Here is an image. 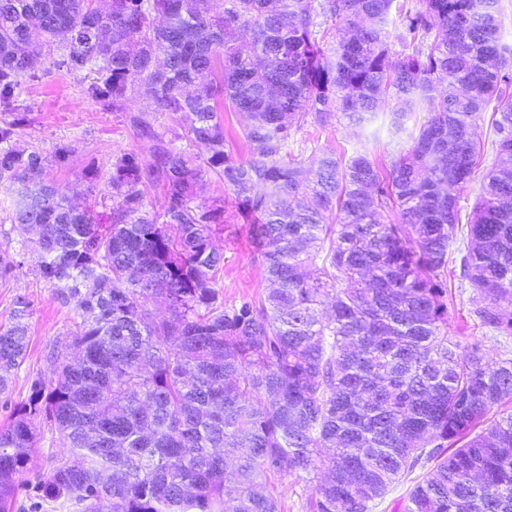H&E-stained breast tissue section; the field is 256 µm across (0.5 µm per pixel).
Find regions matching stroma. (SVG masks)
<instances>
[{
    "mask_svg": "<svg viewBox=\"0 0 512 512\" xmlns=\"http://www.w3.org/2000/svg\"><path fill=\"white\" fill-rule=\"evenodd\" d=\"M55 61V55H44L35 73L21 78L11 103L0 102V127L13 128V147L42 152L48 159L45 180L52 183L61 196L89 209L97 220H105L112 211L110 177L116 159L133 153L141 163L150 160L149 145L128 124V114H148L155 129L172 140L175 147L194 155L203 154V147L182 138V130L171 115L153 112L152 99L144 88H137L124 110L116 111L88 94V81L83 74L67 73L57 67ZM408 142V136L396 137L390 133L387 115L380 111L362 125L344 122L323 130L313 123H305L290 140L288 149L297 159L308 158L322 148H333L348 158L367 153L388 161L407 148ZM10 196L8 188L0 186V225L10 229L9 235H0V250L20 256L23 265L15 270L9 282L0 283V324L8 323L16 295H29L34 307L27 359L13 376L8 395L0 396V426L6 425L14 410L27 401L32 380H47L53 376L52 349L65 340L74 317L73 307L61 305L50 284L30 275L37 254L31 250L21 251L19 234L10 228ZM195 201L216 204L225 210L227 222L213 236L214 245L224 254V266L217 278L224 289L225 300L263 297L267 288L265 275L253 257L232 192L225 190L223 181L211 173L197 185ZM448 287L452 291L448 312L453 327L462 328L469 339L481 341L493 356L512 349V337L505 338L476 326L472 314L473 291L461 285L456 273H449ZM38 430L40 452L34 467L23 476L29 488L19 494L15 512H30L31 486L50 468L53 457L65 454L64 449L51 447L47 424H39ZM314 486V481L309 479L274 477L265 483L264 489L278 497L281 512H308Z\"/></svg>",
    "mask_w": 512,
    "mask_h": 512,
    "instance_id": "1",
    "label": "stroma"
}]
</instances>
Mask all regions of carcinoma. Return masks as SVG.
<instances>
[{
  "mask_svg": "<svg viewBox=\"0 0 512 512\" xmlns=\"http://www.w3.org/2000/svg\"><path fill=\"white\" fill-rule=\"evenodd\" d=\"M0 0V98L59 53L88 91L120 110L148 86L202 157L142 113L127 116L152 161L125 153L112 212L45 181L46 159L9 145L0 184L19 185L10 219L39 255L30 269L74 305L54 378L0 428V512L38 453L35 421L68 455L35 485L74 512H279L270 476L322 473L312 512H372L417 468L434 467L400 512H512V357L450 330L448 263L476 294L479 326L512 336V47L500 0ZM221 72L222 80L204 81ZM497 164L462 224L459 194L479 166V121ZM244 112V160L224 104ZM388 110L393 134L425 121L390 163L326 148L305 162L288 142L308 120L362 124ZM209 173L232 191L271 288L227 303L213 245L224 209L194 203ZM161 187L154 211L137 186ZM397 221L384 223L383 214ZM169 316L155 319L148 301ZM33 301L0 326V395L24 364ZM241 451L224 470V447Z\"/></svg>",
  "mask_w": 512,
  "mask_h": 512,
  "instance_id": "carcinoma-1",
  "label": "carcinoma"
}]
</instances>
